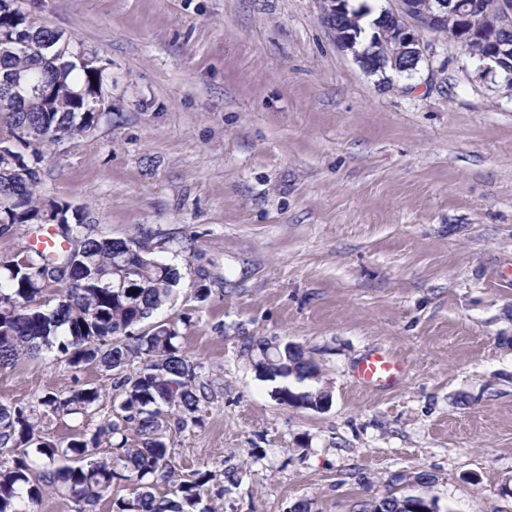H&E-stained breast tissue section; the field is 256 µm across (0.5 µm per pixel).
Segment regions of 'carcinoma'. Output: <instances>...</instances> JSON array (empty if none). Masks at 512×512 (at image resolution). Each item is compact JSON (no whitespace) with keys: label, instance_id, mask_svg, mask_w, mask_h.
Masks as SVG:
<instances>
[{"label":"carcinoma","instance_id":"1","mask_svg":"<svg viewBox=\"0 0 512 512\" xmlns=\"http://www.w3.org/2000/svg\"><path fill=\"white\" fill-rule=\"evenodd\" d=\"M481 8L486 47L498 35L501 0H476ZM0 0V82L27 75L46 82V95L0 101V232L15 226H48L47 216L76 247L40 252L30 246L0 264V367L24 357L48 354L73 369L94 364L112 376L110 410L91 432L62 446L43 436L48 416H85L97 409L98 387L47 393L37 404H0V512H34L47 494L63 497L73 512H96L109 500L111 512H215L199 508L204 491L217 479L209 469L184 477L172 461L165 418L188 425L200 401L208 399L198 383V366L180 350L177 323L156 315L171 304L182 279L180 269L147 252L148 240L113 239L92 233L86 215L54 201L37 198V153L31 143H54L90 135L102 113L89 110L87 99L100 91L101 72L57 59L43 43L62 35L38 24L16 6ZM370 9L344 3L329 21L345 29L361 26ZM433 31L454 43L471 31L448 14ZM259 377L274 381L294 377L315 382L303 391L289 386L277 393L283 405L323 410L328 390L317 385L318 365L290 343L260 342L250 354ZM168 486L155 493L158 482ZM132 489L112 494L116 484Z\"/></svg>","mask_w":512,"mask_h":512}]
</instances>
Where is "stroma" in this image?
Segmentation results:
<instances>
[{
  "instance_id": "35a3bbf8",
  "label": "stroma",
  "mask_w": 512,
  "mask_h": 512,
  "mask_svg": "<svg viewBox=\"0 0 512 512\" xmlns=\"http://www.w3.org/2000/svg\"><path fill=\"white\" fill-rule=\"evenodd\" d=\"M105 68L93 135L40 145L39 195L146 238L183 278L161 316L210 398L169 426L217 512H512V86L422 31L412 80L365 73L324 0H19ZM211 294L197 302L194 290ZM300 346L332 396L285 406L250 349ZM381 348L404 373L358 384ZM96 386L52 358L0 402ZM426 475L423 484L417 475Z\"/></svg>"
}]
</instances>
